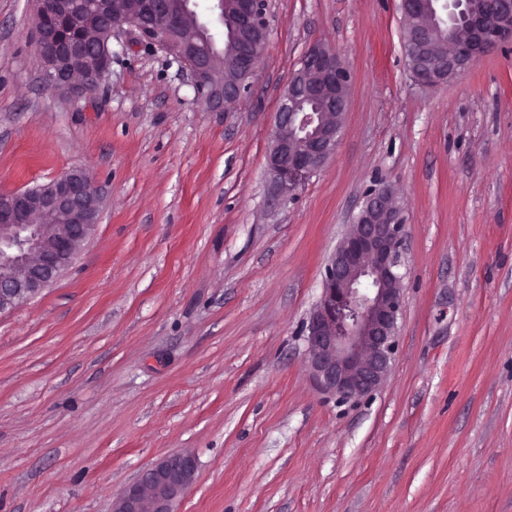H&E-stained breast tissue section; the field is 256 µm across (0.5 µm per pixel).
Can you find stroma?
Returning a JSON list of instances; mask_svg holds the SVG:
<instances>
[{"instance_id": "1", "label": "stroma", "mask_w": 512, "mask_h": 512, "mask_svg": "<svg viewBox=\"0 0 512 512\" xmlns=\"http://www.w3.org/2000/svg\"><path fill=\"white\" fill-rule=\"evenodd\" d=\"M0 0V193L83 167L103 203L49 288L0 314V512H112L190 452L175 512H512V43L418 85L400 0H271L221 112L133 35L92 97L46 90ZM320 41L350 72L335 154L277 196L279 98ZM404 220L391 369L341 402L304 366L325 264L375 183Z\"/></svg>"}]
</instances>
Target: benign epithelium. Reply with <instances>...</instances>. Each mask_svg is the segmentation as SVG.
I'll return each instance as SVG.
<instances>
[{"mask_svg": "<svg viewBox=\"0 0 512 512\" xmlns=\"http://www.w3.org/2000/svg\"><path fill=\"white\" fill-rule=\"evenodd\" d=\"M434 0H401L402 11L421 18L404 42L421 47L438 29ZM227 28L218 47L189 0H98L78 11L73 0H55L61 25L46 23L36 8L32 25L47 89L93 94L111 71L112 38L129 30L138 40L171 52L210 111L238 98L243 79L256 75L270 26L269 0H219ZM455 25L448 51L436 63L420 60L410 71L426 87L460 79L493 46L512 41V0H453ZM227 56L235 74L219 77ZM349 73L324 43H311L292 71L279 100L267 155L274 191L301 187L336 151L348 110ZM102 205L84 168L61 172L50 182L0 194V313L37 297L77 260L93 235ZM404 224L394 196L380 187L365 196L353 224L329 258L322 295L303 326L305 365L325 392L348 402L372 394L394 358L403 297L398 273ZM196 458L170 455L142 472L113 500L112 512H174L194 480Z\"/></svg>", "mask_w": 512, "mask_h": 512, "instance_id": "benign-epithelium-1", "label": "benign epithelium"}]
</instances>
